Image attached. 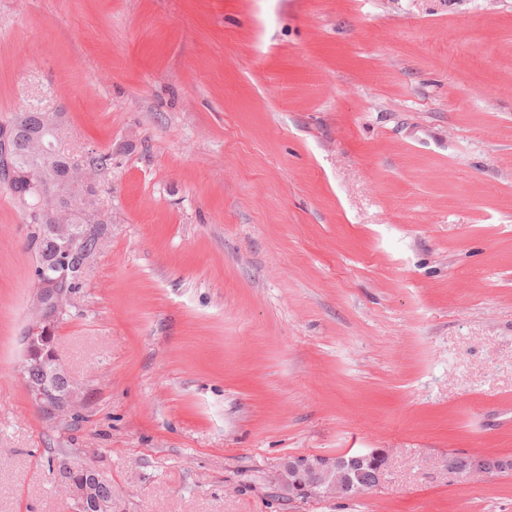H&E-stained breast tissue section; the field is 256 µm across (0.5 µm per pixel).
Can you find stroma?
Wrapping results in <instances>:
<instances>
[{"mask_svg":"<svg viewBox=\"0 0 512 512\" xmlns=\"http://www.w3.org/2000/svg\"><path fill=\"white\" fill-rule=\"evenodd\" d=\"M110 153L86 285L22 375L38 288L0 187V512H512V0H0V113ZM378 451L291 499L287 458ZM59 376L46 374L38 367H34L31 372L27 374V382L30 391L33 389L44 388L50 392V395L61 397L65 394V389L68 385L67 378L59 371ZM49 395V396H50ZM376 451L355 453L348 460L311 455L280 463L274 483L289 497L340 498L379 485L385 462L376 466ZM356 475L357 481L352 478ZM89 479L98 482L91 485V497L103 501L112 499L111 483L101 484L100 482H107L108 480L97 470L87 465L69 467L63 473L60 484L69 493L77 512H98L100 509L99 504L90 498V491L87 486Z\"/></svg>","mask_w":512,"mask_h":512,"instance_id":"35a3bbf8","label":"stroma"}]
</instances>
